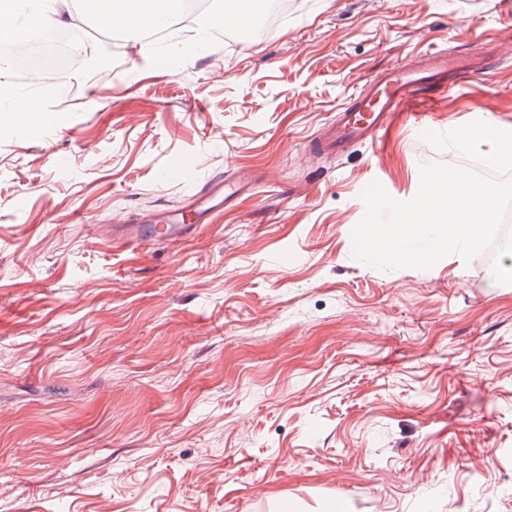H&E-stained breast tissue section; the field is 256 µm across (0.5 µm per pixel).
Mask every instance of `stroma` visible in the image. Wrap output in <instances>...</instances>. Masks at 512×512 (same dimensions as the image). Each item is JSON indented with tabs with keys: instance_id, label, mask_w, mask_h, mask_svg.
Instances as JSON below:
<instances>
[{
	"instance_id": "stroma-1",
	"label": "stroma",
	"mask_w": 512,
	"mask_h": 512,
	"mask_svg": "<svg viewBox=\"0 0 512 512\" xmlns=\"http://www.w3.org/2000/svg\"><path fill=\"white\" fill-rule=\"evenodd\" d=\"M273 35L107 57L71 93L12 88L65 129L0 128V512H512V247L381 271L362 191L412 199L424 132L512 131V0H296ZM491 68L424 123L318 151L367 78L433 50ZM188 163L199 180L161 179ZM130 256L113 225L192 221ZM246 188V185H243L239 182H229L227 180H223L222 178L216 177L209 179L207 184L199 192L198 200L200 201V205L198 209L201 211H197V215L200 217L204 211L207 210L205 207L221 193H224L225 200V198L238 195Z\"/></svg>"
}]
</instances>
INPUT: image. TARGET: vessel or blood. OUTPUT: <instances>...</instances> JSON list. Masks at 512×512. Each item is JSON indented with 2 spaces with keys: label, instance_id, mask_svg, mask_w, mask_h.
Segmentation results:
<instances>
[{
  "label": "vessel or blood",
  "instance_id": "vessel-or-blood-1",
  "mask_svg": "<svg viewBox=\"0 0 512 512\" xmlns=\"http://www.w3.org/2000/svg\"><path fill=\"white\" fill-rule=\"evenodd\" d=\"M482 65V58L451 56L442 50L426 52L409 66L392 64L358 94L351 110L338 113L325 127L317 146L324 152L341 154L357 143H375L397 117H418L430 111L436 86L455 87L478 74ZM243 189L241 183L214 177L200 191L199 201L205 206L218 195L230 198ZM187 231L183 219L146 217L135 224L113 225L112 243L118 249L135 252L150 244L183 238Z\"/></svg>",
  "mask_w": 512,
  "mask_h": 512
}]
</instances>
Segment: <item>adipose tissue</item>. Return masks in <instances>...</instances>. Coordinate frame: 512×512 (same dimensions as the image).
Wrapping results in <instances>:
<instances>
[{
    "instance_id": "obj_1",
    "label": "adipose tissue",
    "mask_w": 512,
    "mask_h": 512,
    "mask_svg": "<svg viewBox=\"0 0 512 512\" xmlns=\"http://www.w3.org/2000/svg\"><path fill=\"white\" fill-rule=\"evenodd\" d=\"M93 14L108 28H126L146 22L160 27L174 14L165 0H92ZM68 0H0V40H16L24 26L51 22L73 23Z\"/></svg>"
}]
</instances>
